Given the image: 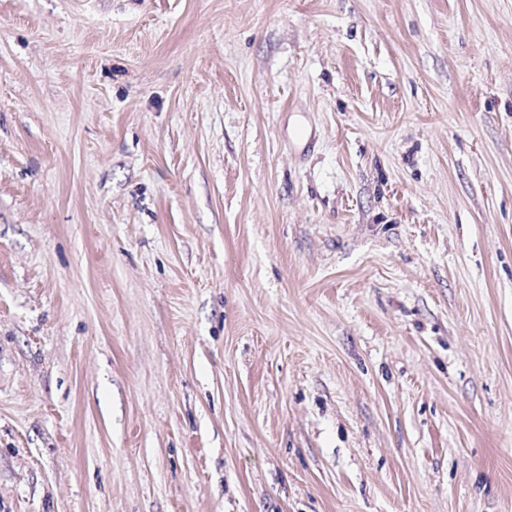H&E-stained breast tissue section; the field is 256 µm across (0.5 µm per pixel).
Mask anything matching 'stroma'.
I'll list each match as a JSON object with an SVG mask.
<instances>
[{"instance_id":"1","label":"stroma","mask_w":512,"mask_h":512,"mask_svg":"<svg viewBox=\"0 0 512 512\" xmlns=\"http://www.w3.org/2000/svg\"><path fill=\"white\" fill-rule=\"evenodd\" d=\"M0 512H512V0H0Z\"/></svg>"}]
</instances>
